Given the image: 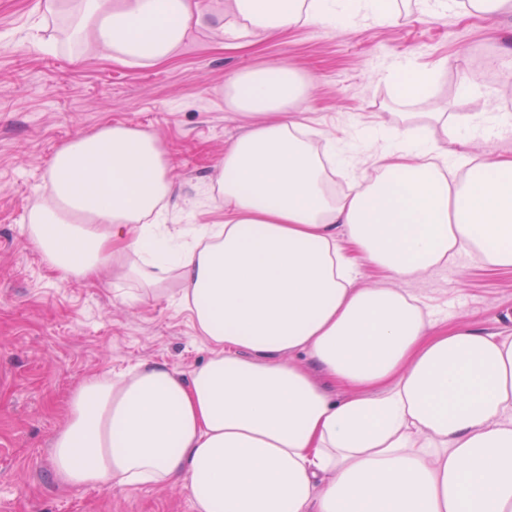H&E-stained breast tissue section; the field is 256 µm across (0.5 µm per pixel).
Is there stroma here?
Returning <instances> with one entry per match:
<instances>
[{"mask_svg":"<svg viewBox=\"0 0 512 512\" xmlns=\"http://www.w3.org/2000/svg\"><path fill=\"white\" fill-rule=\"evenodd\" d=\"M458 3L448 0L439 17L296 27L236 49L195 31L174 58L138 68L112 62L94 44L64 42L67 19L44 16L40 0H0V512H192L177 484L70 488L51 473L48 448L80 382L143 361L186 373L208 355L176 291L127 305L111 290L47 269L24 218L47 191L56 149L105 125L146 130L173 162L168 224L222 223L206 188L225 147L255 121L224 104L225 84L240 71L268 64L301 71L309 82L306 124L342 140L390 122L408 64L448 63L410 111L512 112V55L503 51L512 15L486 21ZM463 72L488 101L460 93ZM399 287L424 303L435 331L463 320L482 333H512V269L464 254Z\"/></svg>","mask_w":512,"mask_h":512,"instance_id":"35a3bbf8","label":"stroma"}]
</instances>
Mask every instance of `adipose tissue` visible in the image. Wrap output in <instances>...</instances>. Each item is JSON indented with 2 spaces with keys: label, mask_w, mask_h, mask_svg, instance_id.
<instances>
[{
  "label": "adipose tissue",
  "mask_w": 512,
  "mask_h": 512,
  "mask_svg": "<svg viewBox=\"0 0 512 512\" xmlns=\"http://www.w3.org/2000/svg\"><path fill=\"white\" fill-rule=\"evenodd\" d=\"M79 11L77 40L150 67L191 27L224 47L298 26L401 14L399 0H43ZM307 79L285 65L235 74L225 105L256 123L218 163L220 224L151 223L172 192L148 131L113 125L54 153L30 243L63 278L118 270L179 284L208 348L190 374L143 362L81 382L50 448L71 487L180 484L193 512H512V336L433 332L393 280L474 251L512 269V156L471 155L512 114L398 112L359 129L373 174L317 147L295 117ZM355 181L335 192L333 176ZM350 242L390 284L357 287ZM344 388L331 396L325 383Z\"/></svg>",
  "instance_id": "obj_1"
}]
</instances>
